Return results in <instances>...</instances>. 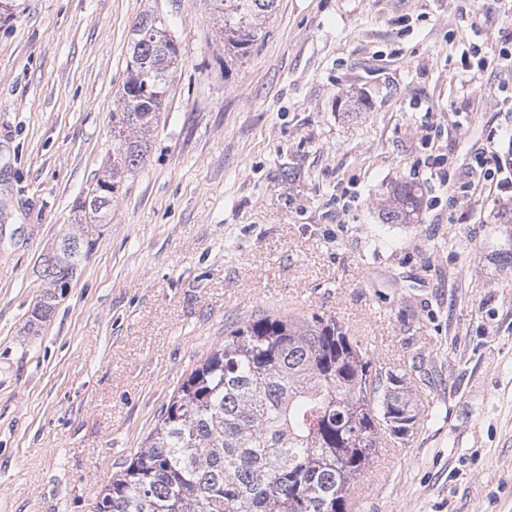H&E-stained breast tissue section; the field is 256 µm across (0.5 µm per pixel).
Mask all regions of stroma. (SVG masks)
Here are the masks:
<instances>
[{
    "instance_id": "obj_1",
    "label": "stroma",
    "mask_w": 512,
    "mask_h": 512,
    "mask_svg": "<svg viewBox=\"0 0 512 512\" xmlns=\"http://www.w3.org/2000/svg\"><path fill=\"white\" fill-rule=\"evenodd\" d=\"M154 6L180 62L149 152L31 323L41 260L112 155L131 24ZM510 13L278 0L228 64L208 0L0 10V512H91L225 329L262 312L336 318L417 390V424L354 491L361 512H512V267L490 258L502 203H448L425 166L469 162L492 129L512 160V73L460 65L475 43L498 54ZM404 182L426 205L386 223L380 200Z\"/></svg>"
}]
</instances>
